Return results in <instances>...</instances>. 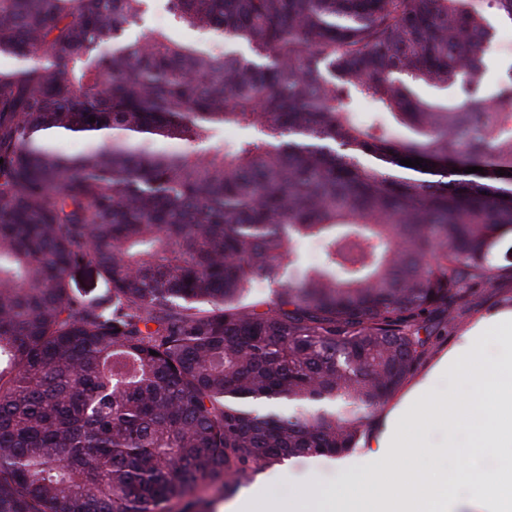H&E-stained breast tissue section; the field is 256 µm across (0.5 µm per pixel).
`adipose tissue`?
I'll return each instance as SVG.
<instances>
[{"label": "adipose tissue", "instance_id": "obj_1", "mask_svg": "<svg viewBox=\"0 0 512 512\" xmlns=\"http://www.w3.org/2000/svg\"><path fill=\"white\" fill-rule=\"evenodd\" d=\"M489 337L503 350L493 364L481 354V345ZM434 371L455 373L470 386V393L461 398L434 394L426 377L415 385L400 414L429 424L448 423L467 432L469 441L458 455L467 467L471 494L464 501L456 498L457 475L430 479L400 470L402 458L420 445L406 423L373 436L370 442L362 476L382 487L371 512H512V457L490 477L473 469L485 449L512 447V307L478 321L441 356Z\"/></svg>", "mask_w": 512, "mask_h": 512}]
</instances>
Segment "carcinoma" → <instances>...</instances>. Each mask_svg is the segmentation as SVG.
Instances as JSON below:
<instances>
[{
  "label": "carcinoma",
  "instance_id": "1",
  "mask_svg": "<svg viewBox=\"0 0 512 512\" xmlns=\"http://www.w3.org/2000/svg\"><path fill=\"white\" fill-rule=\"evenodd\" d=\"M167 3L250 54L136 33L147 0H0V512H189L346 454L512 279V0ZM489 20L495 26L493 49L485 58L484 80L486 91L490 95L494 92L499 79L512 66V54H508V49H512V23L491 12ZM70 287L75 291L91 292V294L102 293L104 289L103 279L95 271L86 268H76L68 273L67 277Z\"/></svg>",
  "mask_w": 512,
  "mask_h": 512
}]
</instances>
